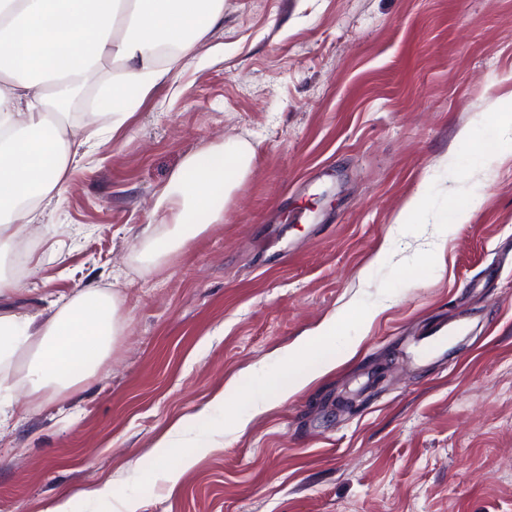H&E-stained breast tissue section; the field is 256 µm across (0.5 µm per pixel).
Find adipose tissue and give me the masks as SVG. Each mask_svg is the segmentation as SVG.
<instances>
[{"label": "adipose tissue", "instance_id": "adipose-tissue-1", "mask_svg": "<svg viewBox=\"0 0 512 512\" xmlns=\"http://www.w3.org/2000/svg\"><path fill=\"white\" fill-rule=\"evenodd\" d=\"M224 14V0H0V234L39 224L45 200L61 197L64 179L82 148L103 131L119 133L136 107L166 82L173 61ZM113 71L104 96L84 126L46 109L43 89L58 84L60 97L98 80L103 62ZM254 159L245 144H218L184 158L159 193L157 222L144 224L148 263L184 248L210 225L224 221V201L248 174ZM18 284L0 278V429L22 416V404L47 390L77 391L112 352L124 317L117 293L85 288L59 300L48 318L8 305ZM341 324L330 318L300 341L274 351L278 375L250 395L252 415L268 411L331 371L339 358ZM223 394L182 416L154 441L149 453L159 473L177 482L209 445L186 434L188 425L223 407Z\"/></svg>", "mask_w": 512, "mask_h": 512}]
</instances>
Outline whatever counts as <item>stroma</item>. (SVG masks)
Masks as SVG:
<instances>
[{"label": "stroma", "instance_id": "stroma-1", "mask_svg": "<svg viewBox=\"0 0 512 512\" xmlns=\"http://www.w3.org/2000/svg\"><path fill=\"white\" fill-rule=\"evenodd\" d=\"M512 0H224V20L73 165L16 303L113 288L111 361L0 432V512H512ZM255 159L213 225L146 268L137 231L186 155ZM424 210L398 216L414 198ZM355 355L252 418L255 369L329 316ZM209 452L147 478L230 379ZM231 385L232 382L227 388ZM227 388L215 394L198 412L173 421L152 444L148 453L154 458L157 470L167 481L177 482L183 471L210 449L211 446L206 441L190 438L185 431L188 424L196 425L203 418L209 417L211 410L220 408L224 411V394L226 398ZM111 494L110 484L105 483L102 486L92 490H82L72 494L69 497H63L53 506L49 507L46 512H70L71 501L75 498L86 500L104 501Z\"/></svg>", "mask_w": 512, "mask_h": 512}]
</instances>
